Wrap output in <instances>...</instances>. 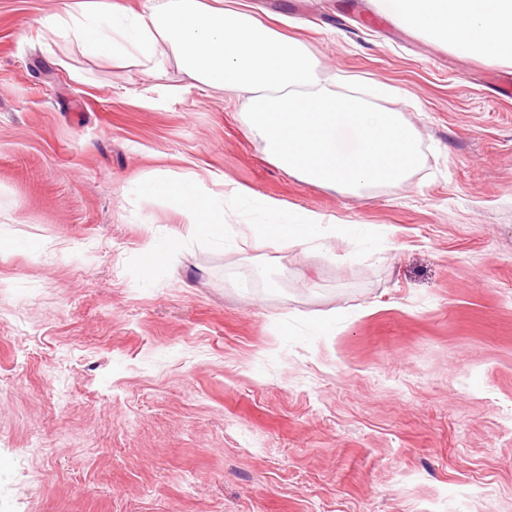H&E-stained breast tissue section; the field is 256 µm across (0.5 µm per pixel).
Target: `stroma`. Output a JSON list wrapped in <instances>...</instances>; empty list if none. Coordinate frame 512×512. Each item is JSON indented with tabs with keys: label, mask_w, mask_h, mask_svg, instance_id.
Masks as SVG:
<instances>
[{
	"label": "stroma",
	"mask_w": 512,
	"mask_h": 512,
	"mask_svg": "<svg viewBox=\"0 0 512 512\" xmlns=\"http://www.w3.org/2000/svg\"><path fill=\"white\" fill-rule=\"evenodd\" d=\"M67 2L0 0V512H512V67L373 0H234L392 86L421 164L347 196L267 158L246 94L46 41ZM188 170L383 244H190L133 196ZM159 232L188 246L142 288Z\"/></svg>",
	"instance_id": "1"
}]
</instances>
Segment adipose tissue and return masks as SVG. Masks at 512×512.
Here are the masks:
<instances>
[{
    "label": "adipose tissue",
    "mask_w": 512,
    "mask_h": 512,
    "mask_svg": "<svg viewBox=\"0 0 512 512\" xmlns=\"http://www.w3.org/2000/svg\"><path fill=\"white\" fill-rule=\"evenodd\" d=\"M382 14L454 52L512 66V0H376ZM48 39L155 71L173 57L193 86L248 93L245 121L267 157L300 181L360 196L408 179L420 161L414 127L354 94L355 77H320L301 42L254 16L205 0H72L44 24Z\"/></svg>",
    "instance_id": "obj_1"
}]
</instances>
